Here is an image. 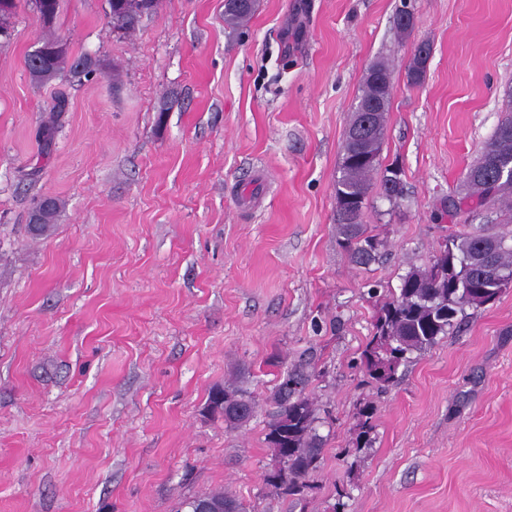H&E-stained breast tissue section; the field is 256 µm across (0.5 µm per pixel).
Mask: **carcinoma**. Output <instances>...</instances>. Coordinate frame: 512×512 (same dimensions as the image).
Returning a JSON list of instances; mask_svg holds the SVG:
<instances>
[{"label":"carcinoma","mask_w":512,"mask_h":512,"mask_svg":"<svg viewBox=\"0 0 512 512\" xmlns=\"http://www.w3.org/2000/svg\"><path fill=\"white\" fill-rule=\"evenodd\" d=\"M113 30L130 33L140 18L153 12L159 0H107ZM259 7L258 0H240L224 11V26L237 31L244 28ZM60 0H41L36 6L39 15H48L44 23L47 33L40 40L43 54L26 57L29 74L37 81L47 82L60 75L80 83L90 78L93 70L86 67L88 55L76 57L60 48L62 39L52 32ZM426 61L413 56L407 72L410 85L423 80ZM392 83H378L373 75L365 78L361 94L353 107L345 132L343 154L336 179V198H348L351 205L337 212L336 228L342 248L356 266H368L376 260L379 241L363 223L372 189V176L382 172L379 188L388 180L389 168H381V147L386 138V118L389 111ZM508 104L479 158L467 169L464 183L467 193L448 200V216L467 215L464 232L446 237L439 252L432 258L433 266H413L402 277L399 294L384 301L374 323L373 333L361 353L366 374L377 388L393 385L399 367L409 355L433 347L439 337L448 335L457 318L468 308H479L494 301L503 287L493 283L501 275L512 279V236L494 231L487 224L474 220L485 208L497 210L500 225L512 224V177L501 171L512 170V90L507 92ZM376 100L370 133L357 138L353 129L361 121L362 106ZM42 224L36 236L47 237L54 230L55 220L63 203L54 198L42 201ZM308 372L299 366L286 372L275 385L271 400L276 410L267 422V443L285 449L281 483L276 485L285 497L301 498L308 486L307 478L320 465L324 445L317 432L318 417L314 402L305 393ZM224 404V424L238 428L250 421L256 402L250 392L227 385L213 391L208 406ZM375 408L364 406L359 424L358 441L367 443L373 430ZM222 505L225 512H247L244 504L222 489L211 490L185 499L181 508L196 512L202 502Z\"/></svg>","instance_id":"1"}]
</instances>
